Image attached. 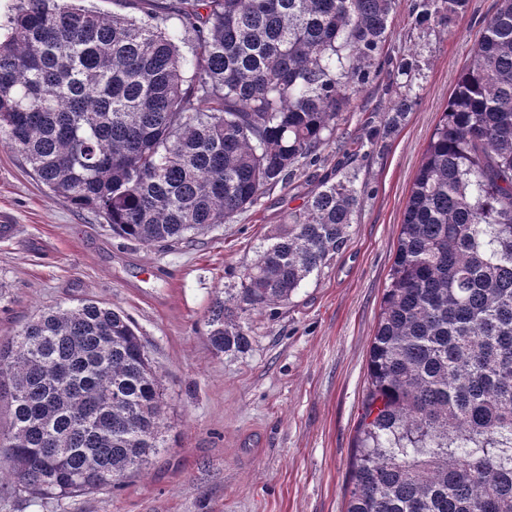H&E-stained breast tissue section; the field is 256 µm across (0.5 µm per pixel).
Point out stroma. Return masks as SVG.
<instances>
[{
	"mask_svg": "<svg viewBox=\"0 0 512 512\" xmlns=\"http://www.w3.org/2000/svg\"><path fill=\"white\" fill-rule=\"evenodd\" d=\"M410 0L393 43L413 61L392 83L386 56L339 128L373 138L345 160L335 145L267 190L232 223L169 248L115 237L97 214L53 195L0 133V341L40 310L93 300L134 322L162 384L167 446L118 490L33 501L0 487V512H346L349 467L367 389L369 348L403 214L431 135L500 0H470L452 19L415 27ZM413 105L392 106L403 94ZM360 202L344 248L275 314L253 316L251 345L215 352L206 319L239 287L285 209L342 165Z\"/></svg>",
	"mask_w": 512,
	"mask_h": 512,
	"instance_id": "obj_1",
	"label": "stroma"
}]
</instances>
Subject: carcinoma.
<instances>
[{
	"instance_id": "carcinoma-1",
	"label": "carcinoma",
	"mask_w": 512,
	"mask_h": 512,
	"mask_svg": "<svg viewBox=\"0 0 512 512\" xmlns=\"http://www.w3.org/2000/svg\"><path fill=\"white\" fill-rule=\"evenodd\" d=\"M16 0L0 132L50 192L171 247L226 224L336 142L397 0ZM468 0H411L429 26ZM191 46L190 54L182 51ZM361 190L322 180L282 213L206 320L217 353L345 246ZM346 512H512V0L487 17L415 177L368 355ZM0 452L34 500L119 489L166 447L133 321L94 301L0 343Z\"/></svg>"
}]
</instances>
